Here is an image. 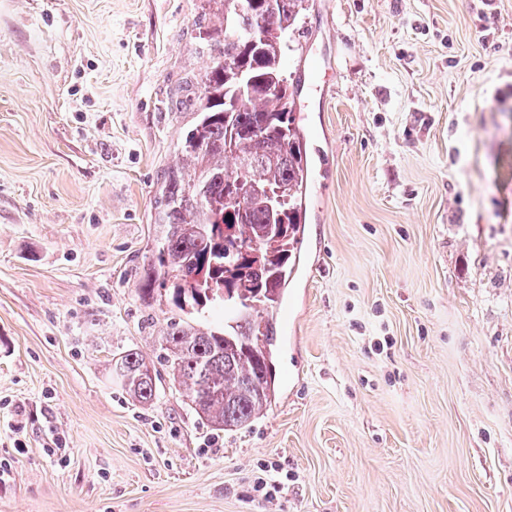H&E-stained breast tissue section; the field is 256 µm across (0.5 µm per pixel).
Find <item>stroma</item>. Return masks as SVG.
I'll use <instances>...</instances> for the list:
<instances>
[{"instance_id": "obj_1", "label": "stroma", "mask_w": 512, "mask_h": 512, "mask_svg": "<svg viewBox=\"0 0 512 512\" xmlns=\"http://www.w3.org/2000/svg\"><path fill=\"white\" fill-rule=\"evenodd\" d=\"M207 0H0V512H512V0H309L272 402L213 431L137 267ZM135 349L153 407L112 379ZM278 466L274 501L257 496Z\"/></svg>"}]
</instances>
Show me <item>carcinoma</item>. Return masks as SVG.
Instances as JSON below:
<instances>
[{"label": "carcinoma", "mask_w": 512, "mask_h": 512, "mask_svg": "<svg viewBox=\"0 0 512 512\" xmlns=\"http://www.w3.org/2000/svg\"><path fill=\"white\" fill-rule=\"evenodd\" d=\"M211 2L216 21L203 48L213 65L196 81L182 165L160 183L158 237L139 294L149 303L165 292L173 316L159 359L202 423L229 431L249 425L274 395L265 314L292 270L307 181L297 87L282 60L307 0H276L271 12L265 0ZM212 304L232 309L233 324L205 330L182 317ZM113 375L140 405L152 406L158 376L136 350L113 358Z\"/></svg>", "instance_id": "carcinoma-1"}]
</instances>
